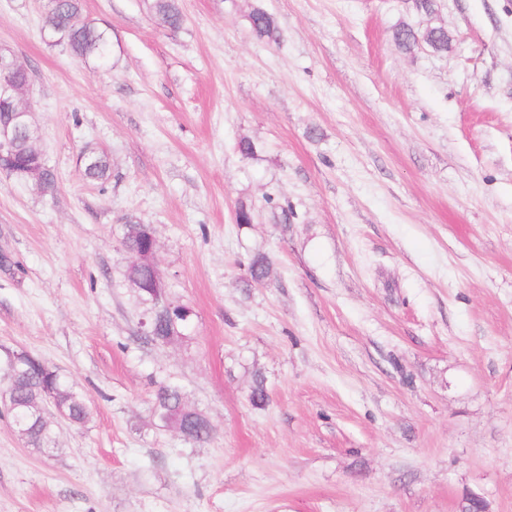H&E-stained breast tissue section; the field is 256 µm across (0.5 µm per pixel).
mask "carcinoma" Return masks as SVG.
<instances>
[{
  "label": "carcinoma",
  "mask_w": 512,
  "mask_h": 512,
  "mask_svg": "<svg viewBox=\"0 0 512 512\" xmlns=\"http://www.w3.org/2000/svg\"><path fill=\"white\" fill-rule=\"evenodd\" d=\"M155 13L160 22L171 30H178L183 24L182 11L178 0H154ZM249 23L254 35L259 39L275 42L278 39V26L275 18L261 7L255 8L249 15ZM41 30L49 43L61 46L80 61H95L106 65L112 58V38L109 33L92 21L81 18L80 0H45ZM394 41L406 52L414 50L420 42H425L434 51H448V32L442 27H427L422 31L407 24H401L394 31ZM90 161L84 163V174L92 182H98L107 176L108 162L101 153H90ZM35 171L33 180L44 181L51 189H56L57 179L54 170L39 154L18 146L15 157L0 160V173L9 177L20 170ZM125 248L136 255L142 246L140 225L127 221L122 237ZM251 281L264 282L270 273L269 258L259 255L248 266ZM139 300L148 305L151 326L145 340L161 342L174 332L182 331L190 318L181 310L173 314L157 310L148 289H136ZM4 377L9 380L7 391L13 399V407L7 411L12 427L25 443L43 449L49 447L52 439V421L48 410L41 409L43 400L40 393L44 390L53 394L54 410H59L70 422L81 423L88 418L89 411L83 397L74 389L59 371L41 358L30 355L18 362L3 357ZM154 416L161 423L176 416L184 427V439L192 443H204L212 438L214 429L210 421L200 412L189 409L185 404L182 388L174 383L159 386L153 405Z\"/></svg>",
  "instance_id": "obj_1"
}]
</instances>
